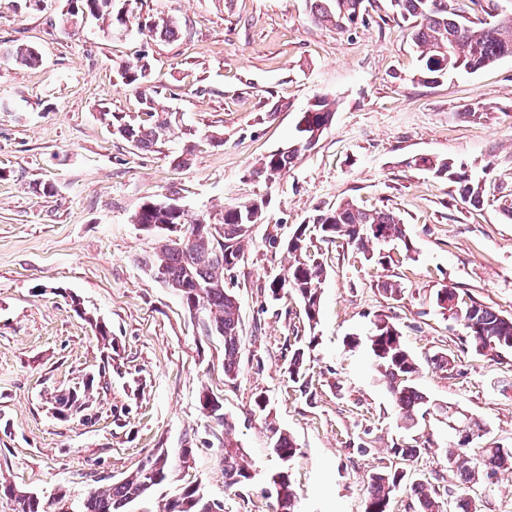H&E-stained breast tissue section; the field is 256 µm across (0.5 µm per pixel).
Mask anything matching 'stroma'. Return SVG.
Listing matches in <instances>:
<instances>
[{
  "instance_id": "1",
  "label": "stroma",
  "mask_w": 512,
  "mask_h": 512,
  "mask_svg": "<svg viewBox=\"0 0 512 512\" xmlns=\"http://www.w3.org/2000/svg\"><path fill=\"white\" fill-rule=\"evenodd\" d=\"M67 0H0V45L28 44L37 66L0 59V479L51 497L70 512L95 483L118 480L157 448L192 449L188 476L224 512H274L268 478L280 467L269 425L297 446L291 464L298 512H364L370 474L397 468V444L417 445V478L445 490L456 477L445 454L447 423L401 428L391 394L365 346L374 316L398 324L432 400L483 420L472 453L512 447V355L476 354L461 326L436 309L444 285L512 316V57L474 73L422 81L418 53L389 0H368L344 31L317 23L309 0H129L126 37L98 21L64 34ZM172 16V40L141 27ZM149 62L160 101L177 112L162 144L133 147L103 120L141 114L119 66ZM336 103L331 126L283 177L253 168L295 135L316 98ZM480 102L488 114L464 111ZM463 163L486 176L478 205L458 184L408 167L414 155ZM491 174H484L485 165ZM52 193H45V186ZM170 195L192 213L265 199L241 266L227 276L241 307L240 373L224 376L221 337L202 334L179 293L141 265L161 239L134 214ZM352 200L390 210L406 226L410 258L380 267L347 245L325 246L321 315L309 327L296 296L269 299L268 275L288 266L269 237L287 238L316 209ZM399 281L392 300L376 287ZM119 345L109 355L93 326ZM305 347L307 392L288 379ZM447 354L448 371L433 368ZM92 383L88 419H62L55 397ZM213 392L251 479L224 486L223 448L202 410ZM270 401L252 414L253 400ZM481 512H512V471L475 483Z\"/></svg>"
}]
</instances>
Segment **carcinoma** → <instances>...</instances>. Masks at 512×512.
<instances>
[{
  "label": "carcinoma",
  "instance_id": "1",
  "mask_svg": "<svg viewBox=\"0 0 512 512\" xmlns=\"http://www.w3.org/2000/svg\"><path fill=\"white\" fill-rule=\"evenodd\" d=\"M78 11L88 13L95 20H112L119 24L123 18L115 12L117 0H78ZM390 5L402 19L410 22V35L419 52L421 75L430 78L448 76L454 72L474 73L496 61L512 57V19L509 21H477L466 14L465 6L448 5V0H390ZM310 8L316 20L332 23L341 28L354 23L363 10V0H310ZM154 37L175 38L179 35L178 23L171 19L161 20L148 28ZM0 58L21 65L39 62L38 49L19 44L0 50ZM120 77L127 86L138 89L144 86L148 76L146 64H128L119 68ZM145 115L149 119L126 121L110 112L105 113L115 133L135 148L151 150L166 135L174 112L158 109V91L140 94ZM311 112L309 128L298 131L292 144L264 157L253 174L259 178L275 179L288 173L299 155L308 150L302 141H318L332 124L336 103L320 97L307 108ZM408 166L431 172L435 177L456 183L461 187V200L476 204L483 196L482 182H474L464 166L450 157L418 154L411 157ZM264 202L246 201L224 207L217 216H206L207 223L220 224L224 233L220 237L198 234L189 240L184 249L174 246L165 238L161 249L141 260L148 272L161 271L164 285L182 296L187 308L200 315V330L207 336H219L224 342V377L237 379L240 372L239 332L240 306L234 292L226 287L225 275L236 269L245 257V241L251 225L261 220ZM136 224H176L178 219L170 211L163 212L143 205L134 215ZM379 227L391 241L402 246L405 256H410L405 224L391 211L366 210L354 201L317 209L308 224H300L287 241L273 239L269 245L287 252L291 261L279 282H269L272 299L280 300L288 294L297 295L309 328H314L321 312L320 284L326 276L324 254L319 242L334 243L343 240L346 245L368 254V260L379 265L393 261L391 255L371 252L375 242L370 230ZM434 302L442 314H447L461 326L465 341L476 353L495 360L512 354V318L504 316L476 301L457 288L444 285L437 289ZM378 373L385 380L392 394L394 409L402 427L414 430L431 411L448 419L459 418L457 424L478 440L485 435V427L477 419L468 417L450 406L432 405L428 397L416 389L409 378L418 372V363L402 340V332L393 318L381 315L371 322L365 338ZM290 380L303 388L308 387L305 373L304 352L295 350L288 363ZM201 406L215 427L222 429L219 444L224 447V487L240 486L251 478L250 464L236 444L228 438L229 422L224 415L223 404L208 392H202ZM271 447L281 462L277 476L288 496L276 501L275 512H296L292 489L290 462L297 448L287 433L268 425ZM448 469L458 476L455 490V512H480L477 501L468 494L469 483L475 469L492 476L504 469H512V448L499 446L484 448L479 457L470 455V449L461 446L460 439L448 448ZM181 481L175 455L166 448H157L148 455L135 472L106 489L94 488L83 499L78 512H122L130 502L164 487ZM409 491L418 503V512H443L438 493L422 482L406 483V471L385 470L369 477L364 512H389L392 497L400 491ZM14 502V512H55L56 500L43 499L21 491L12 484L0 481V496ZM161 512H210L209 498L200 487L187 483L178 492L166 498Z\"/></svg>",
  "mask_w": 512,
  "mask_h": 512
}]
</instances>
